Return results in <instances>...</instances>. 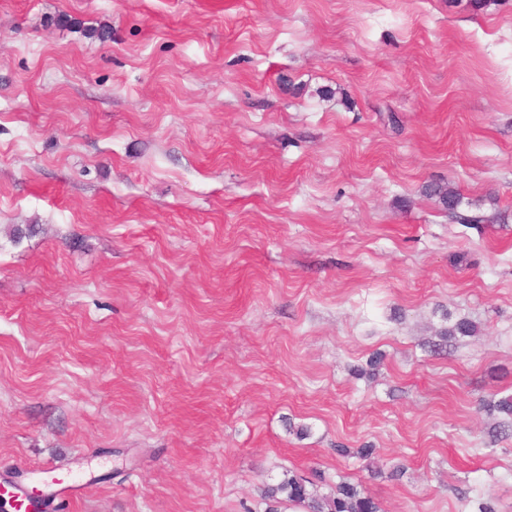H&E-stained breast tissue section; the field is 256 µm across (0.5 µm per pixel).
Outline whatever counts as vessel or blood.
I'll use <instances>...</instances> for the list:
<instances>
[{
    "label": "vessel or blood",
    "mask_w": 512,
    "mask_h": 512,
    "mask_svg": "<svg viewBox=\"0 0 512 512\" xmlns=\"http://www.w3.org/2000/svg\"><path fill=\"white\" fill-rule=\"evenodd\" d=\"M57 468V463L50 461L36 468H23L20 476L0 478V499L8 503L12 512H36L41 499L48 496L70 503L82 501L87 484L54 478Z\"/></svg>",
    "instance_id": "b4317fda"
}]
</instances>
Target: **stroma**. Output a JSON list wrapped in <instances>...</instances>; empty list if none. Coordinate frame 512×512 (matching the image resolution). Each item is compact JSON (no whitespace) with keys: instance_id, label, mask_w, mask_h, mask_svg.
<instances>
[{"instance_id":"35a3bbf8","label":"stroma","mask_w":512,"mask_h":512,"mask_svg":"<svg viewBox=\"0 0 512 512\" xmlns=\"http://www.w3.org/2000/svg\"><path fill=\"white\" fill-rule=\"evenodd\" d=\"M510 395L512 0H0V475L88 484L44 512H512ZM491 415L498 413L503 415L501 421H497L489 434L492 438H497L502 433H506L509 427H512V396L501 398L497 401H490L486 404ZM306 482L289 473L277 484L268 486L263 493L265 512H282L285 505L303 509L302 512H381L378 502L355 485L341 483L330 495L320 496Z\"/></svg>"}]
</instances>
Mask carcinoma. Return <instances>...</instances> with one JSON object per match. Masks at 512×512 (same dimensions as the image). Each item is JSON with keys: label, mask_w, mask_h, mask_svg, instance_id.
Instances as JSON below:
<instances>
[{"label": "carcinoma", "mask_w": 512, "mask_h": 512, "mask_svg": "<svg viewBox=\"0 0 512 512\" xmlns=\"http://www.w3.org/2000/svg\"><path fill=\"white\" fill-rule=\"evenodd\" d=\"M426 193L438 196L448 214L456 215L461 203L458 193L433 185L426 187ZM475 331L476 327L470 321L461 319L444 331L442 339L447 343L458 336H470ZM486 407L490 414L498 413L503 416L502 420L495 422L491 437L496 438L512 427V396L492 400ZM263 499L266 503L265 512H282V508L287 505L303 512H381L378 502L363 494L355 485L341 483L333 493L320 496L308 488L306 480L293 474H288L277 484L267 487Z\"/></svg>", "instance_id": "obj_1"}]
</instances>
